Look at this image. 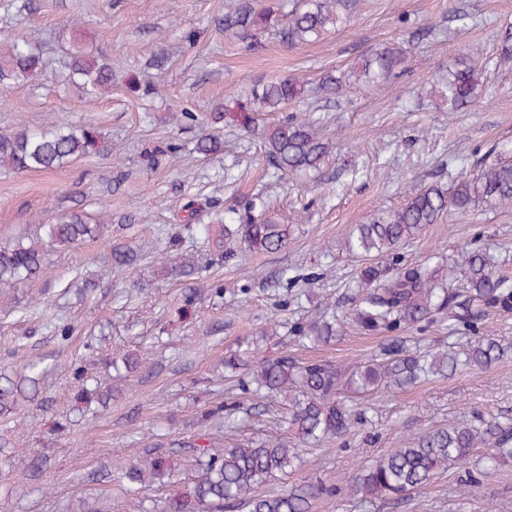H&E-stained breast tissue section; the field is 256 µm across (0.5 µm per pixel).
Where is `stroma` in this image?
Instances as JSON below:
<instances>
[{
  "label": "stroma",
  "instance_id": "obj_1",
  "mask_svg": "<svg viewBox=\"0 0 512 512\" xmlns=\"http://www.w3.org/2000/svg\"><path fill=\"white\" fill-rule=\"evenodd\" d=\"M469 14L468 24L456 19ZM85 23L92 52L117 61L111 92L86 98L65 84L57 61L68 52L66 22ZM512 26V0H357L351 18L314 44L291 47L273 36L252 50L224 27V0H34L28 14L0 17V42L21 32L38 42L47 60L41 76L12 89L0 104V133L62 123L95 121L112 138V153L49 172L0 169V244L26 236L35 225L77 213L95 224L109 214L111 228L75 248L52 250L39 279L17 285L0 298V372L21 374L24 364L50 367L39 380L40 397L68 385V364L85 358L89 375H107L116 357L150 348L134 377L114 378L118 388L109 411H78L74 401L49 408L22 399L13 421L0 423L11 444L14 479L0 483V512H68L79 495L107 494L112 512H128L125 471L147 446L169 448L197 433L202 412L222 401L253 415L241 438L270 434L268 413L284 410L280 398L242 393L224 382V358L257 341L274 358L350 365L378 352L390 333L365 334L346 327L328 344L285 343L262 336L273 320L304 321L322 301L348 308L358 267L344 241L353 225L401 207L418 188L447 183L450 163L478 158L494 145L512 142V66L496 63L500 36ZM397 43L406 68L383 86H358L340 95L322 92L326 74H340L368 48ZM474 50L482 71L480 99L458 112L436 109L431 87L449 56ZM164 53V71L151 69ZM159 83L160 96L141 98L130 78ZM302 77L308 93L297 110L325 118L331 153L317 179L271 178L264 149L236 128L223 131L221 154H191L199 127L169 122L168 112L196 113L253 86ZM164 141L185 145L172 161L150 167L147 155ZM232 183H224V171ZM264 192L295 227L288 246L271 253L241 249L199 280L174 278L169 267L145 255L123 278L108 259L113 245L151 240L162 226L180 223L187 197H216L231 207L244 195ZM494 256L495 269L512 278V208L486 207L427 225L403 249L406 261L447 273L464 267L469 248ZM317 272L300 303L275 286L281 270ZM97 284L82 296L83 281ZM224 295L210 298L213 285ZM203 301L197 315L180 320L186 288ZM73 329L68 339L55 328ZM93 342V357L84 344ZM476 410L512 418V357L484 371L456 374L386 394L368 402L363 425L320 449L301 448V462L277 475L263 493L306 483L331 487L312 500L310 512H512V461L497 466L474 491L463 492L456 468L437 476L425 493L402 500L362 501L349 480L363 464L404 446L415 435L448 425ZM64 429L50 434L53 423ZM44 461L33 477L32 458Z\"/></svg>",
  "mask_w": 512,
  "mask_h": 512
}]
</instances>
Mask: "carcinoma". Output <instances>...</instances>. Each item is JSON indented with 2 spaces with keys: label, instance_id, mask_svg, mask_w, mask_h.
<instances>
[{
  "label": "carcinoma",
  "instance_id": "carcinoma-1",
  "mask_svg": "<svg viewBox=\"0 0 512 512\" xmlns=\"http://www.w3.org/2000/svg\"><path fill=\"white\" fill-rule=\"evenodd\" d=\"M352 0H293L291 8L278 0L256 8L251 0H225L224 29L259 44L262 34L273 35L290 45L313 43L350 19ZM33 0H0V9L15 17L31 10ZM406 52L396 44L372 48L361 54L341 75L328 74L321 85L338 93L353 85L379 86L404 68ZM45 67L42 49L23 33L0 43V101L4 102L15 84L37 78ZM61 68L68 82L90 97L112 89L116 63L88 51L76 39ZM443 86L435 105L454 111L475 101L482 86L481 75L471 63V54L448 60ZM306 82L298 78L254 87L207 116L195 112L171 113L172 119L203 130L192 151L204 157L224 149L223 128L227 121L264 143L267 165L279 179L290 174L316 171L329 157V143L320 125L292 113H284L266 125L258 123V108L279 112L285 105L304 98ZM112 152V141L92 120L79 126L21 130L0 135V167L12 171H51L76 160ZM460 164L449 176L448 185L433 184L413 193L399 209L375 214L357 224L345 242L348 254L362 261L357 291L349 311L336 318V305L326 304L319 315L304 322L273 323L299 343L308 340L329 343L340 335L343 325L353 324L368 332L395 334L380 352L348 366L330 362H299L288 354L274 359L246 349L224 359L225 377L238 378L239 386L256 394L264 391L289 402L286 431L313 448H320L348 435L365 419V410L352 408L347 399L382 392L394 393L430 377H447L462 368L489 370L512 352V346L489 335H477L475 324L489 308L512 310V283L493 270L486 253L468 254L466 266L458 271L448 266V281H462L451 288L437 282V275L424 264H405L400 250L428 224H438L452 212L468 213L482 207H512V143L494 146L484 156ZM182 224L171 233L162 232L161 254L192 248L191 259L174 265L170 272L179 278H201L211 264L229 259L237 248L275 252L288 246L292 225L263 194L247 195L228 211L215 210L211 224L199 223L202 209L194 199L181 207ZM108 225L87 224L78 214L60 216L49 224H38L33 233L0 246V294L36 278L48 252L74 248L102 236ZM138 245L112 247L115 272L133 264ZM448 312L451 329L471 333L465 342L441 349L413 350L402 333L419 323ZM74 398L106 408L112 401V386L90 377L82 363L70 365ZM23 393L22 381L0 374V418L13 412L16 394ZM237 408L220 403L203 412L204 429L192 435L193 455L184 471L176 470L168 456L153 448L129 468L130 512H154L147 506L148 490L157 481L176 477L183 490L164 502L161 512H308L311 499L326 491L320 484H305L280 493L261 494L259 489L271 478L287 474L297 465L295 449L288 437L269 435L261 439H235L210 432L211 426L233 431ZM491 447L488 459L496 466L512 459V423L487 418L471 411L446 427L413 437L404 448L364 466L351 481L353 493L363 499H399L419 494L433 479L448 469L469 463L476 449ZM76 512H112L110 499L81 496Z\"/></svg>",
  "mask_w": 512,
  "mask_h": 512
}]
</instances>
